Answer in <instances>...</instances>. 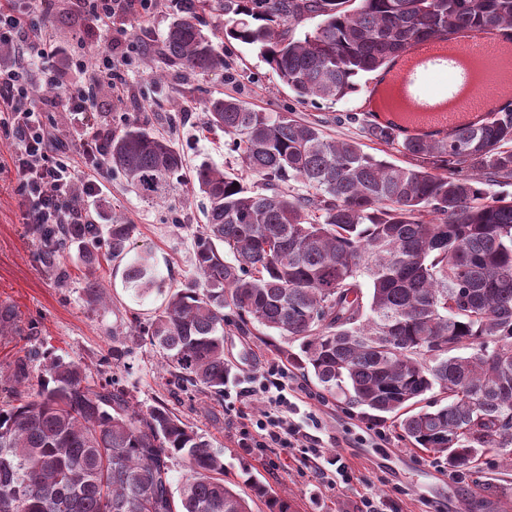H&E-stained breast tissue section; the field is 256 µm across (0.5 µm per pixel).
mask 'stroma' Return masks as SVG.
<instances>
[{
	"label": "stroma",
	"instance_id": "stroma-1",
	"mask_svg": "<svg viewBox=\"0 0 512 512\" xmlns=\"http://www.w3.org/2000/svg\"><path fill=\"white\" fill-rule=\"evenodd\" d=\"M176 15L174 0H153L148 11L134 10L111 31L92 25L71 0H60L50 32L53 46L68 57H79L106 34L123 43L145 47L131 55L124 67L129 88L123 97L100 100L96 121L120 130L125 117L147 113L152 127L170 138L188 167L208 162L224 169H240L238 153L224 145V134L202 127L201 101L210 95L231 94L264 112L293 111L324 121L339 139H362L368 97L377 76L360 80L359 92L334 104H302L262 61L258 48L225 40L224 11L210 5L204 11L205 31L224 48V72L196 75L167 67L159 48ZM13 139L0 135V306H10L17 324L0 335V371L29 352L52 353L86 365L95 383L113 380L131 402L141 407L162 404L179 415L200 436L220 450L224 478L244 496L252 482H260L285 496L291 512H359L362 496L382 499L386 512H500L504 498L494 488L505 462L486 456L479 472L454 477L429 454L401 439L390 424H380L340 398L322 396L297 369L283 382L289 397L299 398L296 417L315 436L320 452L309 448H255L238 445L244 430L263 418L262 395L241 396L242 388L258 386L270 364L280 363L283 339L276 333L244 335L229 330L224 352L232 373L226 394L215 397L193 386L179 387L151 345L127 338L131 316L148 321L165 304L166 291L195 280L194 241L204 221L205 202L191 184L175 182L166 198L151 204L119 175L104 172L96 196L84 203L102 226L122 217L134 226L132 251H149L163 290L137 293L125 280L122 262H103L95 275L107 297L92 302L83 283L86 265L79 244H71L60 269H47L38 258L36 238L24 224L16 190ZM124 355L113 362V347ZM341 461L354 476L350 485L326 491L316 477V464Z\"/></svg>",
	"mask_w": 512,
	"mask_h": 512
}]
</instances>
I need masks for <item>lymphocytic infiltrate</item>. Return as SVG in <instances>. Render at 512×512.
I'll return each mask as SVG.
<instances>
[{"label": "lymphocytic infiltrate", "mask_w": 512, "mask_h": 512, "mask_svg": "<svg viewBox=\"0 0 512 512\" xmlns=\"http://www.w3.org/2000/svg\"><path fill=\"white\" fill-rule=\"evenodd\" d=\"M32 10L21 13L15 0H0V43L11 45L12 56L0 58V130L17 141L14 168L18 191L27 203L25 220L30 224H79L86 213L72 193L77 171L71 165L57 125H46L44 113L53 111L54 102H34L24 78L33 57L43 60L41 75L45 83L60 85V74L45 58L41 46V25L52 14L57 0H34ZM127 53L116 40L97 44L91 60H75L83 80L67 93L68 109L90 111L102 93L120 95L125 91L117 70ZM283 368L272 365L259 386L269 405L265 418L257 424L253 438L258 448H298L305 435L301 428L286 423L287 414L296 409L286 395Z\"/></svg>", "instance_id": "lymphocytic-infiltrate-1"}]
</instances>
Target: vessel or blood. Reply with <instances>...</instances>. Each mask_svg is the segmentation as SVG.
Returning a JSON list of instances; mask_svg holds the SVG:
<instances>
[{
	"instance_id": "1",
	"label": "vessel or blood",
	"mask_w": 512,
	"mask_h": 512,
	"mask_svg": "<svg viewBox=\"0 0 512 512\" xmlns=\"http://www.w3.org/2000/svg\"><path fill=\"white\" fill-rule=\"evenodd\" d=\"M467 55L497 63L512 70V53H503L499 35L488 30L472 34L459 46ZM399 79L405 95L417 105L416 111L397 113L398 122L428 124L448 131L466 124L471 113L484 111L489 98L498 92L495 82L470 83L467 72L443 50L441 39L430 37L408 47L401 55ZM443 71L450 81L435 94H423L422 85L431 73Z\"/></svg>"
}]
</instances>
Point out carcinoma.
<instances>
[{
  "label": "carcinoma",
  "mask_w": 512,
  "mask_h": 512,
  "mask_svg": "<svg viewBox=\"0 0 512 512\" xmlns=\"http://www.w3.org/2000/svg\"><path fill=\"white\" fill-rule=\"evenodd\" d=\"M205 2L178 0L164 38L162 55L181 72L224 70L203 30ZM224 15L225 37L258 47L300 102L357 92L361 77L391 72L428 37L497 30L512 42V0H224ZM313 17L318 26L296 35ZM203 112L258 184L213 164L192 170L206 200L193 256L202 284L168 291L129 335L162 352L175 381L221 396L225 327L275 331L299 343L280 354L323 392L391 422L452 471H474L488 452L511 466L512 354L486 352L512 345V195L488 189L512 179V102L444 135L366 121L364 137L406 167L294 112L229 95L205 99ZM106 169L154 201L184 158L132 115L112 134ZM32 230L45 262L78 241L93 267L129 254L134 225ZM125 279L143 294L162 284L148 252L130 259ZM29 379L30 359H17L8 380ZM436 388L447 403L421 405ZM178 461L187 474L175 489ZM252 492L268 512H290L264 484ZM0 512L251 509L224 481L220 454L173 411L134 406L111 383L92 385L81 364L47 355L36 385L0 403Z\"/></svg>",
  "instance_id": "cac0c4a2"
}]
</instances>
